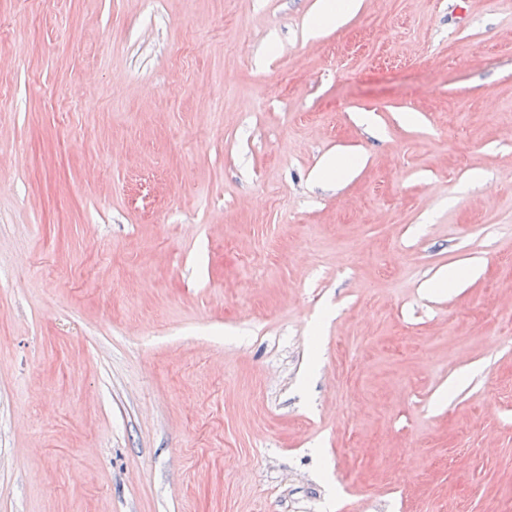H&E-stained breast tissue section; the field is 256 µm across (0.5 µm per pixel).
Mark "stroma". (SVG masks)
I'll return each mask as SVG.
<instances>
[{"mask_svg": "<svg viewBox=\"0 0 512 512\" xmlns=\"http://www.w3.org/2000/svg\"><path fill=\"white\" fill-rule=\"evenodd\" d=\"M316 6L0 0V512H512V0ZM353 0H323L321 8L313 20V28L318 31L325 27H333L340 24L344 16L353 8Z\"/></svg>", "mask_w": 512, "mask_h": 512, "instance_id": "obj_1", "label": "stroma"}]
</instances>
